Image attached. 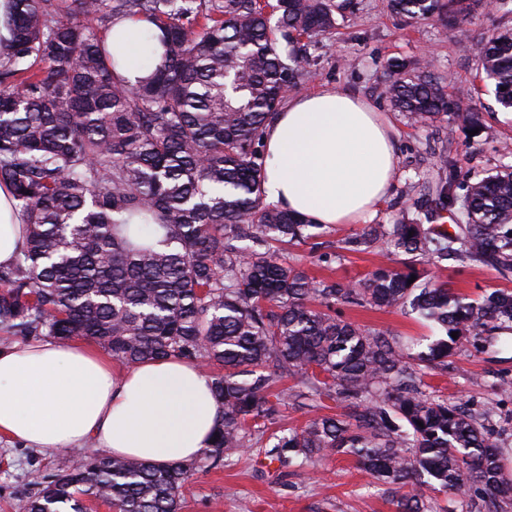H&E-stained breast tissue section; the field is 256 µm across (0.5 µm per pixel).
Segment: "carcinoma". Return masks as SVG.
<instances>
[{"mask_svg": "<svg viewBox=\"0 0 512 512\" xmlns=\"http://www.w3.org/2000/svg\"><path fill=\"white\" fill-rule=\"evenodd\" d=\"M390 6L451 23L471 16L474 0ZM129 18L151 25L140 54L149 74L134 85L99 35ZM3 24L0 185L12 189L25 235L14 264L0 267V329L90 338L127 365L175 357L220 368L210 373L220 419L199 458L152 466L98 453L81 469L60 460L33 483L27 512H83L84 495L116 512H178L199 463L220 465L248 447L249 431L275 423L270 397L284 377L348 412L273 434L269 462L351 456L394 512H508L512 479L489 415L430 396L424 376L512 328V292L470 299L409 279L435 252L512 274L511 165L460 196L456 163L442 158L448 179L435 193L454 233L418 218L368 224L348 249L384 246L403 267L351 285L318 280L271 250L311 238L314 225L264 204L263 138L284 89L313 64L304 40L336 29L333 0H10ZM475 56L480 80L512 111V30L483 38ZM385 94L414 123L449 115L482 127L480 101L456 103L400 64ZM338 302L408 309L445 335L417 350L336 316Z\"/></svg>", "mask_w": 512, "mask_h": 512, "instance_id": "cac0c4a2", "label": "carcinoma"}]
</instances>
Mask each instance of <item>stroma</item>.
<instances>
[{"label":"stroma","mask_w":512,"mask_h":512,"mask_svg":"<svg viewBox=\"0 0 512 512\" xmlns=\"http://www.w3.org/2000/svg\"><path fill=\"white\" fill-rule=\"evenodd\" d=\"M503 28H512V14L488 11L482 2L472 22L445 26L437 20L410 21L392 11L390 0H355L354 11L337 13L335 35L317 38L311 46L314 64L297 94L308 95L326 86L349 90L371 102L397 132L394 193L375 223L407 224L414 219L424 182L444 175L440 155L456 158L462 174L474 178L512 165V112L500 111L493 93L486 91L477 76L474 55L479 40ZM395 60L418 64L420 74L443 82L455 101L480 99L486 132L470 135L449 117L426 125L410 124L391 108L383 93ZM361 230L358 224L325 227L306 242L283 245L282 255L317 278L343 284L397 265L398 256L378 249H343V240ZM429 270L449 288L472 297L512 290V277L452 258L434 259ZM336 312L361 327L390 331L404 342L442 333L417 314L400 310L341 303ZM424 380L434 396L461 399L473 411L489 413L493 436L506 449L503 470L512 478V332L487 335L481 349L465 348L449 359L446 370L428 372ZM275 389L285 395L277 405L278 428H300L316 416L344 412L342 405L328 399L299 404L290 378H283ZM88 456L85 447L26 448L1 438L0 512H27L33 474H53L61 458L78 468ZM179 512H392V506L382 486L353 457L334 455L314 469L292 467L280 472L265 460L261 445L255 444L219 467L199 468L181 491Z\"/></svg>","instance_id":"stroma-1"}]
</instances>
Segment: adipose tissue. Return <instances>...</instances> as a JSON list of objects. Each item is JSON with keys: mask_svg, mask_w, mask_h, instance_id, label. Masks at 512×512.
Masks as SVG:
<instances>
[{"mask_svg": "<svg viewBox=\"0 0 512 512\" xmlns=\"http://www.w3.org/2000/svg\"><path fill=\"white\" fill-rule=\"evenodd\" d=\"M269 201L314 224H357L390 198L397 136L348 91L289 99L265 133ZM22 223L0 186V265L12 262ZM219 404L212 381L179 359L116 372L92 346L50 339L0 350V435L32 448L94 444L154 465L195 459L208 448Z\"/></svg>", "mask_w": 512, "mask_h": 512, "instance_id": "obj_1", "label": "adipose tissue"}]
</instances>
